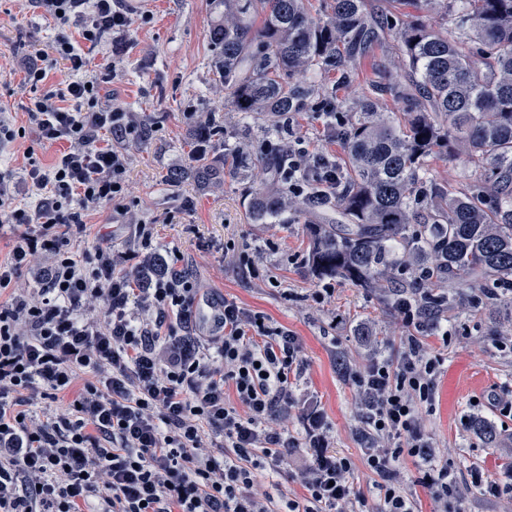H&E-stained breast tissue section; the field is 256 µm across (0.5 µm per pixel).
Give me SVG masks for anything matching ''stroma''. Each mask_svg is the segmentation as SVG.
Returning <instances> with one entry per match:
<instances>
[{
	"label": "stroma",
	"mask_w": 512,
	"mask_h": 512,
	"mask_svg": "<svg viewBox=\"0 0 512 512\" xmlns=\"http://www.w3.org/2000/svg\"><path fill=\"white\" fill-rule=\"evenodd\" d=\"M131 17L125 30L105 34L97 44L81 43L89 75L112 63L116 77L104 90L115 105L134 113L137 133H105L123 153L130 192L88 214V233L71 243L83 253L98 240L113 251L128 253L127 268L139 265L132 256L134 225L153 229L154 251L168 265L187 271L205 299L229 298L260 312L298 336L307 363L300 388L317 401L335 434L336 452L360 460L364 441L357 434L362 415L353 404V390L339 372L338 357L357 359L354 327L371 324L384 337L391 359L400 355L403 333L391 308L374 289L317 275L310 263L312 242L308 225L317 217L291 213L266 224L251 223L244 201L247 190L273 186L267 161L278 145L262 136L263 116L242 118L235 112L211 70L214 50L208 30L215 17L212 0H122ZM57 34L52 18L34 12L26 0H0V116L23 131L22 137L0 147V172L16 185L15 202L36 203L26 181V151L43 166H51L66 151V143L43 146L25 107L30 97L53 89L65 73V63L52 54ZM44 54L48 77L38 86L24 81V68ZM394 49L374 51L361 60L350 79L329 74L336 98L350 102L366 94L370 84L385 87L400 77ZM214 117L222 128L206 145L193 136L197 122ZM296 128L311 148L330 159L343 158L341 142L316 107L297 113ZM246 138L259 161L244 176L201 186L191 180L171 182V172L191 168L197 156L214 157L224 141ZM331 286L322 304L309 301L313 289ZM496 312L464 307L449 316L452 339L439 346L443 358L435 390V408L425 424L445 452L441 457L457 478L459 493L470 512H498L493 491L472 482L473 471L500 481L512 462L494 450L495 440L512 435V349L499 345L490 329ZM477 417L493 429L484 439L470 427Z\"/></svg>",
	"instance_id": "1"
}]
</instances>
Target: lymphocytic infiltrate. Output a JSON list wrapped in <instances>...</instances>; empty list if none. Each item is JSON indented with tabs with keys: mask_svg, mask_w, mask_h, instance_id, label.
<instances>
[{
	"mask_svg": "<svg viewBox=\"0 0 512 512\" xmlns=\"http://www.w3.org/2000/svg\"><path fill=\"white\" fill-rule=\"evenodd\" d=\"M29 2L59 25L51 48L67 73L25 110L42 142L69 149L49 167L29 159L35 205L14 204L13 181L0 175V223L14 230L0 289L38 252L51 256L33 293L0 304V512H82L93 500L96 512H415L401 471L407 457L439 512H467L452 501L455 477L437 465L440 448L422 416L433 406L443 360L414 335L416 310H396L407 333L395 361L368 326L357 328L359 361L345 376L367 442L356 460L334 450L319 410L301 415V432L288 429L305 372L288 328L226 299L198 332V289L185 271L139 284L110 246L69 251L86 235V211L126 194L124 156L100 143V132L137 126L87 76L69 28L79 24L80 40L95 44L129 18L121 0ZM316 160L294 139L289 193L302 194L312 179L336 186V173ZM175 323L182 336L164 342ZM81 372L91 382L77 385ZM72 388L78 394L65 411L37 419L19 407V393L54 401ZM293 454L302 459L303 495L267 490ZM360 463L375 476L366 492L354 482Z\"/></svg>",
	"mask_w": 512,
	"mask_h": 512,
	"instance_id": "f902f5d3",
	"label": "lymphocytic infiltrate"
}]
</instances>
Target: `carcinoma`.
<instances>
[{
    "instance_id": "1",
    "label": "carcinoma",
    "mask_w": 512,
    "mask_h": 512,
    "mask_svg": "<svg viewBox=\"0 0 512 512\" xmlns=\"http://www.w3.org/2000/svg\"><path fill=\"white\" fill-rule=\"evenodd\" d=\"M413 11L397 28L379 21L365 0H327L313 16L306 0H216L209 29L214 74L236 111L267 112L274 129L314 98L337 122L345 158L337 190L309 185L302 197L257 190L247 198L255 224L284 213L336 211L312 224L311 262L320 274L364 282L386 304L411 303L427 319L470 304L512 316V0H395ZM396 43L405 80L393 91L405 121L370 95L336 104L325 87L299 81L311 70L348 78L355 63ZM464 156L461 186H442L423 173L434 154ZM236 141L189 176L208 184L249 167ZM419 262L398 276L403 255Z\"/></svg>"
}]
</instances>
